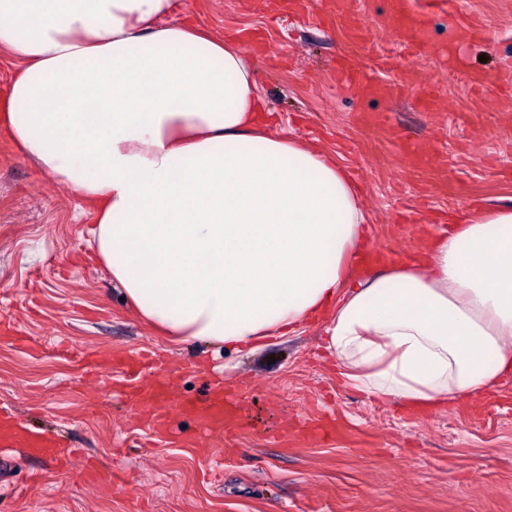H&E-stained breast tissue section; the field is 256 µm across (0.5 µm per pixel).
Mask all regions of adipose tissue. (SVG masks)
<instances>
[{
    "label": "adipose tissue",
    "instance_id": "obj_1",
    "mask_svg": "<svg viewBox=\"0 0 512 512\" xmlns=\"http://www.w3.org/2000/svg\"><path fill=\"white\" fill-rule=\"evenodd\" d=\"M176 0H0V124L97 205L90 246L163 334L235 352L324 318L354 387L416 410L512 377V207L355 277L370 226L335 157L267 134L252 56Z\"/></svg>",
    "mask_w": 512,
    "mask_h": 512
}]
</instances>
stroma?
Masks as SVG:
<instances>
[{
	"instance_id": "1",
	"label": "stroma",
	"mask_w": 512,
	"mask_h": 512,
	"mask_svg": "<svg viewBox=\"0 0 512 512\" xmlns=\"http://www.w3.org/2000/svg\"><path fill=\"white\" fill-rule=\"evenodd\" d=\"M304 12H267L261 0H179L177 19L225 41L255 32L253 75L268 110V133L335 156L350 171L373 226L372 243L395 256L422 253L421 225L433 216L512 206V105L489 92L475 105L468 76L512 74V0H458L454 20L434 13V52L408 56L385 20L390 0H363L335 29ZM482 22L485 40L455 41L460 24ZM364 30L352 41L350 24ZM387 85L422 73L444 112L414 94L368 101L336 87V59L374 65ZM388 113L424 168L356 120ZM97 206L67 191L15 150L0 127V321L27 344L0 342V407L58 436L76 458L64 465L0 445V512H512V378L480 401L436 411L379 404L344 382L322 349L319 323L268 337L252 352L177 343L141 321L89 246ZM155 353L139 383L169 379L174 408L166 434L129 402V376L88 374L81 354ZM236 397L241 427L223 441L200 439L182 400L214 384ZM327 414L347 433L315 440L305 419ZM112 469V486L91 484L84 458Z\"/></svg>"
}]
</instances>
